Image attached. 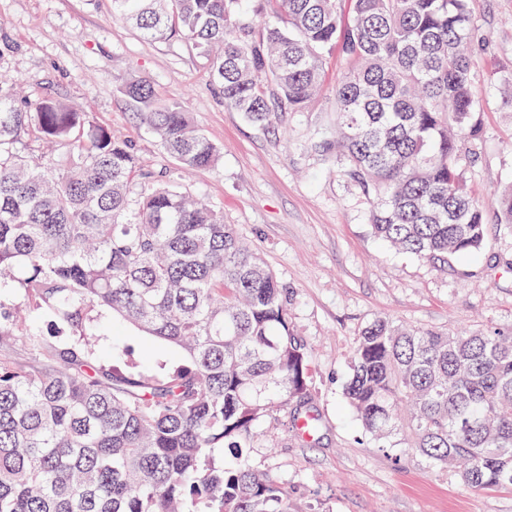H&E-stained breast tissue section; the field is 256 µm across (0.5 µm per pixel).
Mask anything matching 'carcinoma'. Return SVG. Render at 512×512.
<instances>
[{
  "label": "carcinoma",
  "mask_w": 512,
  "mask_h": 512,
  "mask_svg": "<svg viewBox=\"0 0 512 512\" xmlns=\"http://www.w3.org/2000/svg\"><path fill=\"white\" fill-rule=\"evenodd\" d=\"M241 0H112L151 41L180 37L204 57L224 103L263 123L301 112L336 82L338 135L313 144L375 199L373 234L446 265L485 241L487 210L462 149L483 136L469 0H271L258 30ZM0 73V281L15 311L44 313L65 340L0 316V512H291L270 477L238 459L258 425L293 408L301 435L309 358L292 291L223 215L175 187L136 190L131 143L58 98L35 106ZM138 123L184 170L220 148L180 102L143 78L120 88ZM38 135L58 155L30 152ZM512 227V183L495 199ZM110 311L187 365L163 378L101 361L91 330ZM379 448H410L475 488H512V334L441 333L387 317L361 332L344 386Z\"/></svg>",
  "instance_id": "obj_1"
}]
</instances>
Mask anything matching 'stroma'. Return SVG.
Returning a JSON list of instances; mask_svg holds the SVG:
<instances>
[{
	"mask_svg": "<svg viewBox=\"0 0 512 512\" xmlns=\"http://www.w3.org/2000/svg\"><path fill=\"white\" fill-rule=\"evenodd\" d=\"M483 40L474 79L483 115L472 188L492 201L512 179V111L500 80L512 73V0H470ZM348 67L324 60L320 93L302 112H277L263 126L225 105L204 58L183 39L150 41L113 18L111 0H0V71L35 104L62 98L128 139L145 162L143 185L164 181L203 199L257 246L293 291L288 307L309 355L315 442L297 436L278 410L259 425L252 466L287 496L292 512H512V488L474 489L449 469L405 448H377L347 406L342 387L361 330L379 317L440 332L495 327L512 332V229L489 216L477 255L440 269L387 247L369 227L371 199L311 149L336 127L334 86ZM134 78L178 100L221 149L210 169L183 172L136 122L118 89ZM93 329L104 361L163 376L183 355L148 340L109 313Z\"/></svg>",
	"mask_w": 512,
	"mask_h": 512,
	"instance_id": "35a3bbf8",
	"label": "stroma"
}]
</instances>
